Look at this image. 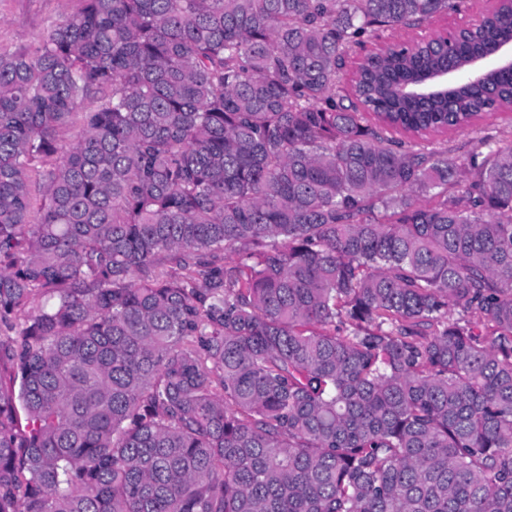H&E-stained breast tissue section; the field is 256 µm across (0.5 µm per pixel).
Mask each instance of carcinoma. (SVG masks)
Masks as SVG:
<instances>
[{
    "instance_id": "cac0c4a2",
    "label": "carcinoma",
    "mask_w": 512,
    "mask_h": 512,
    "mask_svg": "<svg viewBox=\"0 0 512 512\" xmlns=\"http://www.w3.org/2000/svg\"><path fill=\"white\" fill-rule=\"evenodd\" d=\"M82 2L0 53V512H512V3L346 91L458 0ZM496 0H464L459 12H448L425 20L414 28L380 29L375 36L368 39L362 46H355L345 58L343 74L345 80L350 78L366 56L376 48L401 40H412L418 37L430 38L442 34L451 27L466 26L475 23L482 15L492 10ZM458 29H449L443 38L451 44L453 35ZM97 106V99L93 97H89L82 102L79 103L75 112V116L73 117V124L68 128L64 129L60 134V144L64 147H68L75 139L77 133L81 129V115L83 112H90L94 110ZM483 134L498 137L503 131L512 130V110H501L488 116L482 121ZM474 147L472 135L467 133H457L448 136V154L455 159L458 164L466 162Z\"/></svg>"
}]
</instances>
